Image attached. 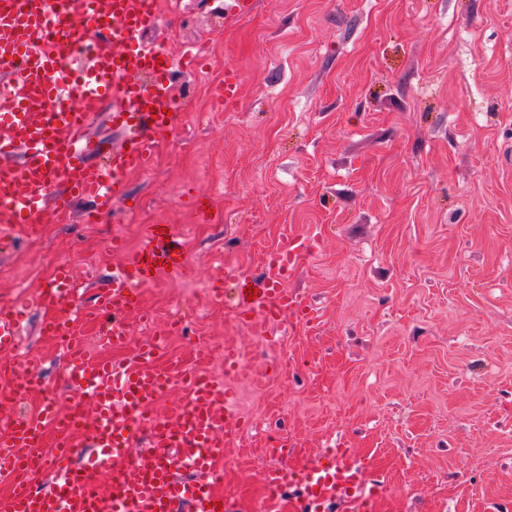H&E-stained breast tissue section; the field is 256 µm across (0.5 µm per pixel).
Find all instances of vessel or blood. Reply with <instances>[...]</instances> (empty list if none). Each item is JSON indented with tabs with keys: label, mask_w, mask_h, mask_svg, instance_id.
Listing matches in <instances>:
<instances>
[{
	"label": "vessel or blood",
	"mask_w": 512,
	"mask_h": 512,
	"mask_svg": "<svg viewBox=\"0 0 512 512\" xmlns=\"http://www.w3.org/2000/svg\"><path fill=\"white\" fill-rule=\"evenodd\" d=\"M160 22L158 0H0L1 230L34 224L49 209L69 213L76 199L92 204L83 215L87 224L129 203L128 176L146 171L179 126L172 75L190 70L195 59L189 47L176 57L163 42L146 44ZM111 100L122 103L106 115L121 144L108 151L89 129ZM173 233L169 224L147 226L92 307L84 306L69 265L40 289L37 302L49 313L41 333L62 350L67 385L92 407L63 413L48 401L39 415L20 413V399L38 382L34 371L0 395L10 427L0 438V471L16 478L0 495V512H181L186 504L192 512H216L224 498L218 465L245 428L231 406L233 390L189 379L185 403L157 413V342L115 365L90 356L77 339L78 323L108 317L107 343L123 345L124 317L141 311L154 262L171 265L177 279L194 276ZM315 246L309 236H284L267 258L256 299L246 292L250 276L236 267L225 268L213 292L234 285L237 316L256 336L274 325L314 321L313 306L286 283ZM23 321V309H0L1 353L18 348ZM264 482L272 490L266 512L284 502L290 512L335 505L377 512L382 488L349 448L328 451L312 465H272Z\"/></svg>",
	"instance_id": "b4317fda"
}]
</instances>
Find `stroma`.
<instances>
[{
	"label": "stroma",
	"mask_w": 512,
	"mask_h": 512,
	"mask_svg": "<svg viewBox=\"0 0 512 512\" xmlns=\"http://www.w3.org/2000/svg\"><path fill=\"white\" fill-rule=\"evenodd\" d=\"M149 33L172 54L203 53L177 73L181 120L150 168L132 175L138 206L85 224L45 212L36 235L0 251V304L29 301L51 261L74 270L84 303L138 247L150 224L174 225L196 266L159 275L128 342L99 326L85 346L112 360L137 355L177 309L157 363L223 373L224 347L242 367L232 406L247 423L225 448L221 487L261 512L268 432L288 462L315 463L343 442L389 483L378 512H488L512 503V0H256L227 21L225 0H160ZM239 99L214 89L225 65ZM208 194L219 221L200 223L184 186ZM317 237L289 288L318 313L314 326L250 335L231 302L212 305L224 265L259 276L284 232ZM30 305L21 350L39 360L42 389L62 388L64 360Z\"/></svg>",
	"instance_id": "stroma-1"
}]
</instances>
